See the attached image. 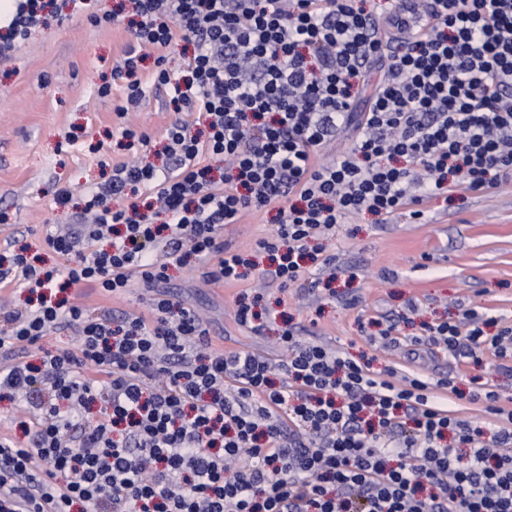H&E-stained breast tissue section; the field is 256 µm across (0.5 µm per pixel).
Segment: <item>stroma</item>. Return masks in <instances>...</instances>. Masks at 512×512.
I'll return each instance as SVG.
<instances>
[{
	"instance_id": "1",
	"label": "stroma",
	"mask_w": 512,
	"mask_h": 512,
	"mask_svg": "<svg viewBox=\"0 0 512 512\" xmlns=\"http://www.w3.org/2000/svg\"><path fill=\"white\" fill-rule=\"evenodd\" d=\"M115 11L121 20L113 24ZM44 14L45 25L0 61V209L11 218L0 224V250L23 240L41 267L52 268L62 260L44 245V227L75 223L87 193L108 179L111 166L129 160L119 146L120 126L149 136L140 157L159 166L166 161L165 130L177 115L168 110L162 89L149 88L138 108L122 118L116 114L121 90L98 92L102 76L111 75L135 45L130 0H91L86 6L56 0ZM61 187L73 193L65 207L54 201ZM421 209L417 220L399 212L381 221L366 213L338 225L321 241L332 258L330 270L306 264L301 279L285 288L267 286L263 272L269 262L257 249L270 235L274 215L249 213L223 235L252 262L245 280L207 281L197 263L170 268L168 286L202 315L209 351H250L276 362L282 356L278 338L290 329L302 342L371 362L373 369L405 371L411 339L422 325L457 321L468 309L512 322V184L458 189L425 201ZM69 294L94 316L141 313L150 298L137 286L114 298L83 284ZM243 294L258 299L259 330L235 320ZM391 323L398 326V342L380 347L379 333ZM419 365L431 380H452L464 392L457 408L472 429H489L482 404L467 399L481 381L490 380L501 406L512 409V357L488 353L477 366L436 348L423 353Z\"/></svg>"
}]
</instances>
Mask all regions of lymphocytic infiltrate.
Returning a JSON list of instances; mask_svg holds the SVG:
<instances>
[{"label": "lymphocytic infiltrate", "instance_id": "f902f5d3", "mask_svg": "<svg viewBox=\"0 0 512 512\" xmlns=\"http://www.w3.org/2000/svg\"><path fill=\"white\" fill-rule=\"evenodd\" d=\"M0 15V57L43 19L45 0ZM137 43L114 76L125 116L147 86L169 91L171 161L113 166L80 222L51 225L62 257L45 270L15 253L0 282L108 297L150 290L148 314L90 316L68 299L6 312L0 399L19 403L37 445L0 436V512H512V410L484 388L497 420L478 440L448 404L447 380L374 371L292 330L273 364L203 352L196 310L158 292L169 267L212 264L215 282L251 265L221 233L275 211L257 244L271 282L300 279L313 244L351 216L387 217L458 188L512 180V0H133ZM386 27L387 39L377 35ZM188 49L181 74L166 53ZM153 57L155 70L141 64ZM369 107L355 105L374 70ZM348 132L329 161L323 146ZM223 161L220 178L211 160ZM167 243L165 261L151 248ZM495 317L427 325L424 348L503 356L512 326ZM69 329L72 347L20 360V345Z\"/></svg>", "mask_w": 512, "mask_h": 512}]
</instances>
